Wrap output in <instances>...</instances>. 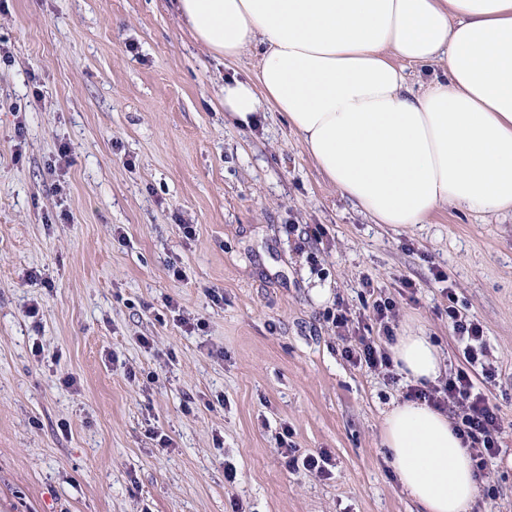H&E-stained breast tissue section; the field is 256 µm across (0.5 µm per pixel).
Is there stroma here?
Instances as JSON below:
<instances>
[{
  "label": "stroma",
  "mask_w": 512,
  "mask_h": 512,
  "mask_svg": "<svg viewBox=\"0 0 512 512\" xmlns=\"http://www.w3.org/2000/svg\"><path fill=\"white\" fill-rule=\"evenodd\" d=\"M0 47V512H413L381 445L409 381L344 356L378 334L366 278L449 370V307L482 324L502 425L472 512H512L511 218L372 223L280 114L226 119L255 60L170 0H0Z\"/></svg>",
  "instance_id": "obj_1"
}]
</instances>
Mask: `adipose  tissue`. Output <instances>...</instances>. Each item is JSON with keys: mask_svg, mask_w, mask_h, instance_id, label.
Instances as JSON below:
<instances>
[{"mask_svg": "<svg viewBox=\"0 0 512 512\" xmlns=\"http://www.w3.org/2000/svg\"><path fill=\"white\" fill-rule=\"evenodd\" d=\"M218 58L253 55L225 79L244 128L281 113L318 172L377 224H422L454 207L512 216V0H173ZM419 67L408 80L406 66ZM397 369H446L425 334L390 347ZM399 486L417 512H471L478 486L447 414L423 402L385 411Z\"/></svg>", "mask_w": 512, "mask_h": 512, "instance_id": "adipose-tissue-1", "label": "adipose tissue"}]
</instances>
